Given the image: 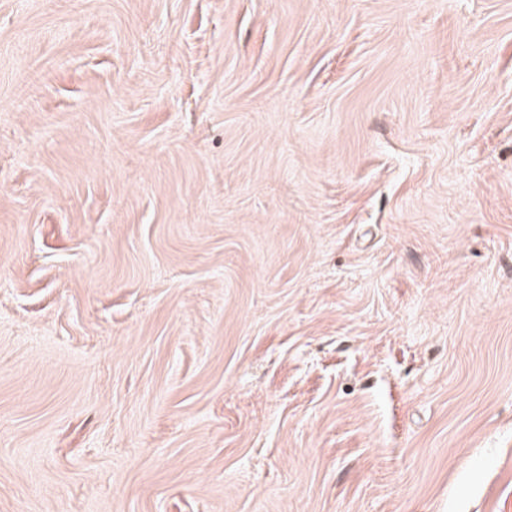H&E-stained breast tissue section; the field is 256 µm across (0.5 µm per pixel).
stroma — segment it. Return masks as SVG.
<instances>
[{"mask_svg":"<svg viewBox=\"0 0 512 512\" xmlns=\"http://www.w3.org/2000/svg\"><path fill=\"white\" fill-rule=\"evenodd\" d=\"M0 512H512V0H0Z\"/></svg>","mask_w":512,"mask_h":512,"instance_id":"obj_1","label":"stroma"}]
</instances>
